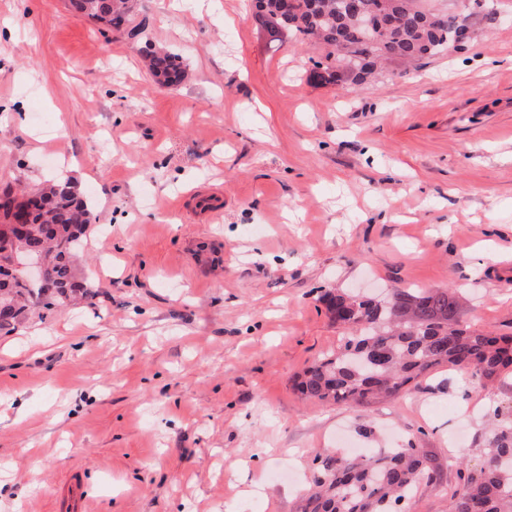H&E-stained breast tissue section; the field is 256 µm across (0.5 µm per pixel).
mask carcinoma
<instances>
[{
    "label": "carcinoma",
    "instance_id": "cac0c4a2",
    "mask_svg": "<svg viewBox=\"0 0 512 512\" xmlns=\"http://www.w3.org/2000/svg\"><path fill=\"white\" fill-rule=\"evenodd\" d=\"M133 0H68V8L108 30L130 23ZM360 19L342 10L339 0H253L256 17L269 40H315L326 49L313 64L309 80L331 84L343 78L359 85L384 61H418L448 49V42L468 26L462 14L437 15L417 8L414 0H355ZM148 73L161 83H180L185 67L169 48L145 50ZM26 212L27 231L13 236L14 206ZM26 202L11 197L0 205V253L23 247L42 259L54 292L42 294L16 270L0 265V320L9 332L32 308L50 311L86 294L76 263L92 214L91 203L72 180L57 178L35 188ZM331 319L343 327L341 348L306 366L293 381L304 398L367 408L399 395L430 370L448 365L463 370L482 387L512 371V336H493L458 321L459 297L446 290L396 288L378 299L356 292L321 295ZM493 423L483 448V462L469 468L468 455L455 458L460 484L449 498L448 512H512V416L492 410ZM443 472L420 448H390L376 455L349 458L324 452L315 456L311 487L300 512H407L421 486L439 485Z\"/></svg>",
    "mask_w": 512,
    "mask_h": 512
}]
</instances>
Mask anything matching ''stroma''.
I'll return each instance as SVG.
<instances>
[{
    "instance_id": "obj_1",
    "label": "stroma",
    "mask_w": 512,
    "mask_h": 512,
    "mask_svg": "<svg viewBox=\"0 0 512 512\" xmlns=\"http://www.w3.org/2000/svg\"><path fill=\"white\" fill-rule=\"evenodd\" d=\"M425 6L467 13V50L355 86L308 81L323 50L267 43L251 0H136L135 37L0 0V187L64 171L93 213L89 298L0 333V512H59L74 480L89 512H296L341 437L426 449L444 484L410 512H448L512 375L444 367L368 409L292 388L341 344L327 291L456 288L512 336V0ZM145 61L148 73L162 84L175 85L184 78L182 57L172 49L151 46L145 50Z\"/></svg>"
}]
</instances>
